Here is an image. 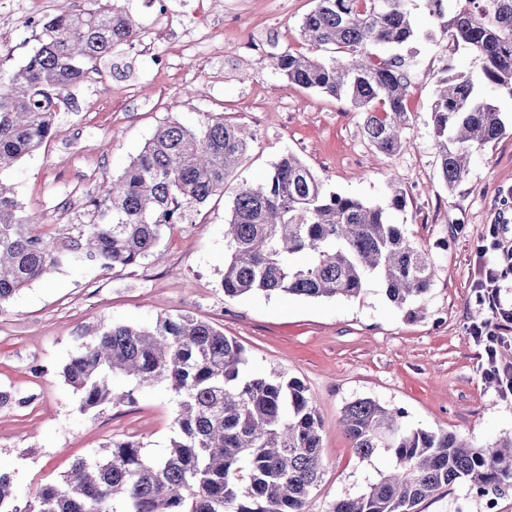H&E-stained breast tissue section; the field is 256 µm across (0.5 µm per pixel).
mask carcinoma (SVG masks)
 <instances>
[{
    "instance_id": "obj_1",
    "label": "carcinoma",
    "mask_w": 512,
    "mask_h": 512,
    "mask_svg": "<svg viewBox=\"0 0 512 512\" xmlns=\"http://www.w3.org/2000/svg\"><path fill=\"white\" fill-rule=\"evenodd\" d=\"M411 2L315 0L300 27L307 52L286 50L275 62L288 81L362 113L364 136L388 159L410 126V82L405 59L381 51L413 39ZM424 2L443 34L472 51L481 68L478 82L464 72L439 78L430 105L440 175L452 189L469 173L473 152L505 133L496 99L476 84L512 97V0ZM37 25L38 46L24 64L0 67V174L48 144L56 104L137 34L122 0H88ZM252 141L219 115L197 129L162 124L90 199L88 223L56 241L42 231L41 213L25 210L0 180V313L21 289L73 258L107 271L139 266L175 225L193 223L199 206L224 193ZM405 207L406 194L394 184L378 205L328 192L289 152L261 183L235 190L224 224V296L354 298L376 278L386 298L415 318L434 262L404 225L391 222ZM78 339L62 374L80 394L79 412L133 402L132 391L112 386L118 377L166 386L178 397L169 450L148 460L140 441L114 440L105 455L77 461L62 482L39 486L23 503L12 475L0 471V512H307L324 474L322 422L300 379L249 373L235 338L187 313L159 315L147 327L101 322ZM404 418L371 398L344 406L340 423L355 454L383 452L392 466L328 512H416L460 482L482 493L512 487V439L476 447L450 431L411 429Z\"/></svg>"
}]
</instances>
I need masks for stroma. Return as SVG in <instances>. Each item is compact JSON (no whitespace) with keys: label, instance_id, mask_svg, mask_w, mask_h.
I'll return each instance as SVG.
<instances>
[{"label":"stroma","instance_id":"stroma-1","mask_svg":"<svg viewBox=\"0 0 512 512\" xmlns=\"http://www.w3.org/2000/svg\"><path fill=\"white\" fill-rule=\"evenodd\" d=\"M167 0L169 18L151 0H125L141 32L159 33L158 50L185 40L208 21L212 39L203 55L185 52L182 68L194 73L182 85L157 74L150 57L115 50L93 87H80L58 115L59 133L4 177L25 209L44 216V231L58 240L70 226L56 223L52 196L118 176L159 125L195 127L220 114L253 133L248 156L228 186L260 182L284 154L298 155L329 191L370 203L383 201L390 182L407 189L404 211L394 213L412 238L430 250L435 276L421 304L425 316L408 318L371 281L358 297L307 299L256 294L228 299L224 272V222L232 197H213L193 223L176 225L155 257L133 271H105L70 262L20 290L0 310V389L34 395L25 407H0V469L10 472L18 499L47 482L62 481L73 463L115 439L133 437L148 458L167 452L178 409L173 392L138 388L133 402L76 411L79 395L61 372L85 326L105 322L147 324L164 313H188L235 337L254 372H285L308 387L323 425L325 472L308 512L363 491L388 470L379 454L359 458L337 421L343 407L372 398L404 409L409 426L448 430L481 446L512 436V395L485 375V344L474 334L487 321L477 301L475 252L489 225L504 224L489 258L512 247V97L496 100L508 122L505 134L475 152L467 177L447 188L437 162L430 104L445 69L478 74L474 55L455 48L424 0L411 17L417 31L400 47L411 80L412 126L399 151L384 161L365 139L361 113L335 98L303 89L283 77L275 58L303 47L300 25L314 0ZM27 0H0V20L16 25L0 40V61L21 65L36 45L27 25ZM417 512H482L468 484L441 489Z\"/></svg>","mask_w":512,"mask_h":512}]
</instances>
